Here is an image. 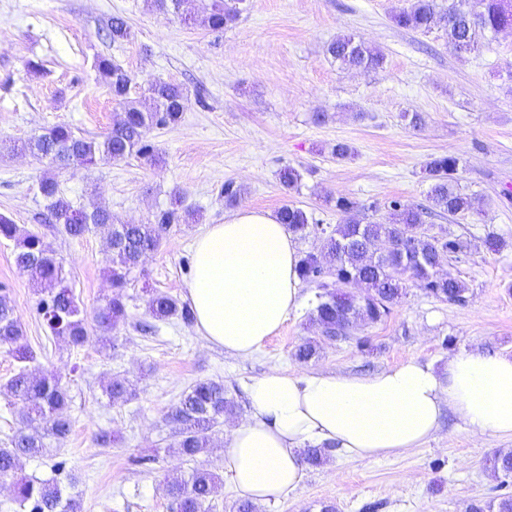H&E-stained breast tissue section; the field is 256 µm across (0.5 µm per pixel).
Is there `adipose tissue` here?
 Returning a JSON list of instances; mask_svg holds the SVG:
<instances>
[{
    "label": "adipose tissue",
    "instance_id": "1",
    "mask_svg": "<svg viewBox=\"0 0 512 512\" xmlns=\"http://www.w3.org/2000/svg\"><path fill=\"white\" fill-rule=\"evenodd\" d=\"M296 244L276 215L242 209L193 246L188 298L200 336L248 359L275 335L300 294ZM248 413L229 431L224 475L253 503L287 499L305 475L301 452L329 443L374 460L433 439L444 412L478 434L512 438V355L473 349L445 373L409 359L369 376L278 368L246 386Z\"/></svg>",
    "mask_w": 512,
    "mask_h": 512
}]
</instances>
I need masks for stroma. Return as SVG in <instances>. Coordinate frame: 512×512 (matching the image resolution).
Returning <instances> with one entry per match:
<instances>
[{
	"mask_svg": "<svg viewBox=\"0 0 512 512\" xmlns=\"http://www.w3.org/2000/svg\"><path fill=\"white\" fill-rule=\"evenodd\" d=\"M407 4L243 0L239 20L216 34L156 11L150 0H0V214L39 232L55 251L87 322L111 292L110 253L100 234L73 240L46 226L40 179L54 177L75 207H105L120 223L150 222L182 198L178 224L130 276L127 319L109 350L93 340L74 350L50 335L34 289L14 265L12 242L0 240V286L36 354L33 367L56 374L70 395V435L51 454L22 460L19 475L47 478L61 461L78 479L81 512H170L165 476L222 473L229 429L247 414L245 386L270 368L367 376L412 357L441 370L474 348L512 353V31L485 36L479 50L460 57L448 46L446 23L426 32L399 27L395 16ZM115 17L129 25L130 40H105ZM343 35L378 48L383 67L339 68L327 47ZM100 55L131 74V97L144 98L157 79L189 90L180 120L148 135L155 161L133 155L56 169L24 152V143L58 124L96 139L111 128L119 107L94 69ZM32 61L41 73L29 70ZM319 112L325 123L314 122ZM407 112L420 113L422 126L410 127ZM339 141L353 146L350 158L332 156ZM440 155L459 158V185L475 198L465 218H428L471 242L466 256L443 267L466 283V303L408 288L384 321L347 340L321 339L306 364L292 356L316 334L307 313L317 288L306 282L299 308L247 360L209 345L180 319L151 320L147 289L185 299L195 238L235 207L275 213L293 204L332 227L344 219L335 200L345 197L382 222L391 201L426 203L423 170ZM287 165L301 174L289 192L278 180ZM228 181L241 188L234 206L222 194ZM490 232L509 249L489 251ZM111 378L131 384L135 396L109 402L102 384ZM207 379L223 381L239 409L216 427L212 449L189 459L175 452L167 415L186 388ZM102 431L111 435L104 446ZM497 452H512V439L473 435L447 413L422 447L379 460L331 452L324 465L307 467L288 499L255 512H321L330 503L336 512H466L512 494V479L486 463Z\"/></svg>",
	"mask_w": 512,
	"mask_h": 512,
	"instance_id": "35a3bbf8",
	"label": "stroma"
}]
</instances>
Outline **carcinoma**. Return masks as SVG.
Masks as SVG:
<instances>
[{"label": "carcinoma", "mask_w": 512, "mask_h": 512, "mask_svg": "<svg viewBox=\"0 0 512 512\" xmlns=\"http://www.w3.org/2000/svg\"><path fill=\"white\" fill-rule=\"evenodd\" d=\"M197 0H151L158 10L170 11L182 22H199L214 32H221L237 22L240 11L231 0H213L211 11L201 17ZM448 0L439 6L437 0H410L396 16L399 26L417 31L431 28L435 16L448 20V46L459 42L475 44L479 36L512 29V11L504 10L505 0ZM109 37L114 42L131 37L130 27L120 18H112ZM327 53L341 68L376 69L384 56L362 39L338 37L327 47ZM95 68L108 85L120 112L112 128L101 139L78 137L71 128L55 125L34 137L28 149L58 167L91 163L95 159L121 160L132 154L144 158L154 156L148 133L155 125L176 123L189 103V92L180 85L150 81L147 97H130L133 81L130 73L112 58L99 55ZM459 160L454 156H438L426 165L431 180L429 207H409L399 201L390 203L386 222H367L360 215L361 206L345 198L336 199V209L347 214L344 221L331 230L310 223L309 215L300 207L286 204L278 211L281 223L300 239L321 231L322 246L317 252L300 256L299 277L318 288L316 302L309 314L310 323L323 334L333 333L346 340L355 327L384 321L392 307L415 286L436 298L463 304L467 285L458 279L443 280L433 269L430 259L437 255L449 259L467 254L468 240L444 228L433 231L425 223L428 210H439L451 217H465L474 210V198L459 187L456 173ZM39 190L46 201L47 219L62 227L71 239H81L91 229L105 236L112 250V266L108 269L112 295L95 317L98 341L112 347V332L127 316L126 288L131 273L143 258L159 250L171 225L178 223L181 199L162 211L148 224H117L112 212L96 208L91 212L77 209L60 192L54 178L41 179ZM15 243L14 264L28 277L39 295L37 312L51 336L63 339L73 349L89 341L86 320L75 295L64 284L62 263L44 243L42 237L0 214V239ZM148 313L159 320L176 317L193 322L192 311L171 295L153 292L147 300ZM7 348L15 360L25 363L34 354L25 342L24 332L15 315L12 300L0 291V347ZM319 344L310 337L296 346L293 356L307 363L318 354ZM109 401H127L134 395L129 384L110 379L102 385ZM22 405V427L0 447V479L15 477L23 456L36 457L46 452L44 439L65 440L72 430L66 414L70 396L59 378L49 372H34L21 367L0 391ZM237 410L234 399L227 396L224 383L199 381L182 392L167 415L175 427L177 453L194 458L211 447L212 433L220 420ZM491 467L504 477H512V453L492 458ZM219 477L205 469L190 474L168 476L165 491L173 512H206L205 504L215 493ZM16 500L24 512H81V499L76 481L62 485L59 470L47 480L20 479L16 484ZM467 512H512V495H502L485 504L474 503Z\"/></svg>", "instance_id": "carcinoma-1"}]
</instances>
